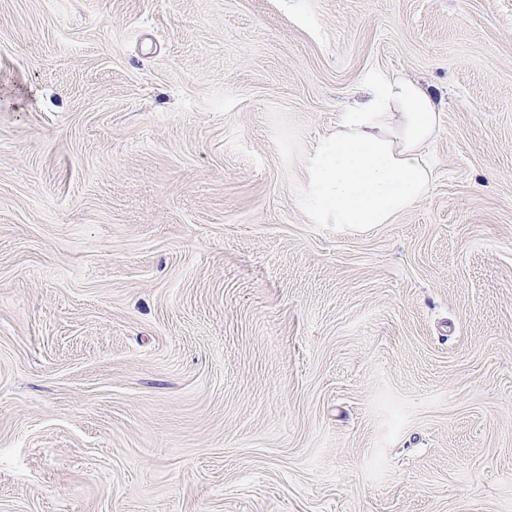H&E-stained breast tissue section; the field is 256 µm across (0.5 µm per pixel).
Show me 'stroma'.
I'll list each match as a JSON object with an SVG mask.
<instances>
[{
    "label": "stroma",
    "mask_w": 512,
    "mask_h": 512,
    "mask_svg": "<svg viewBox=\"0 0 512 512\" xmlns=\"http://www.w3.org/2000/svg\"><path fill=\"white\" fill-rule=\"evenodd\" d=\"M377 74L429 192L316 222ZM0 512H512V0H0Z\"/></svg>",
    "instance_id": "1"
}]
</instances>
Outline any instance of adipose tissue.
Here are the masks:
<instances>
[{
  "label": "adipose tissue",
  "mask_w": 512,
  "mask_h": 512,
  "mask_svg": "<svg viewBox=\"0 0 512 512\" xmlns=\"http://www.w3.org/2000/svg\"><path fill=\"white\" fill-rule=\"evenodd\" d=\"M438 108L416 82L374 79L364 102L342 112L307 162L308 205L328 224H388L428 193L425 149Z\"/></svg>",
  "instance_id": "ef3b65f1"
}]
</instances>
